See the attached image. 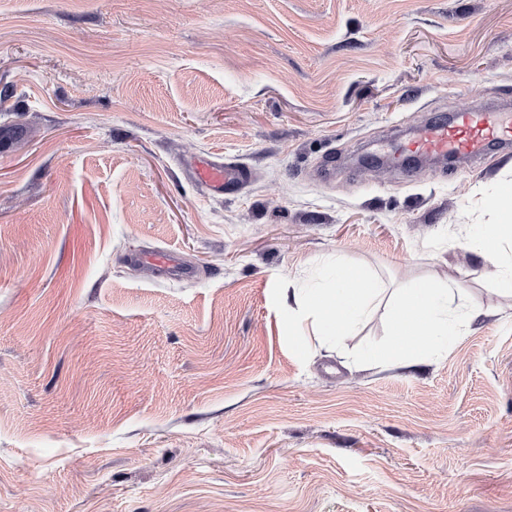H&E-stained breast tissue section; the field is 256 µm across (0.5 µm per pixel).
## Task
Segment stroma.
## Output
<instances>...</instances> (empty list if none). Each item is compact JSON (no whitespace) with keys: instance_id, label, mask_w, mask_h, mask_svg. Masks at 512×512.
<instances>
[{"instance_id":"stroma-1","label":"stroma","mask_w":512,"mask_h":512,"mask_svg":"<svg viewBox=\"0 0 512 512\" xmlns=\"http://www.w3.org/2000/svg\"><path fill=\"white\" fill-rule=\"evenodd\" d=\"M503 98L512 0H0V512H512V294L466 245L512 153L360 162ZM336 260L481 314L385 363L384 295L302 353L278 298ZM191 170L197 180L215 195H223L224 191L242 187L251 178L250 174L234 163H216L208 159L195 161ZM137 264L145 266L155 277H192L194 270L182 265L177 254L170 251H153L138 255L135 258Z\"/></svg>"}]
</instances>
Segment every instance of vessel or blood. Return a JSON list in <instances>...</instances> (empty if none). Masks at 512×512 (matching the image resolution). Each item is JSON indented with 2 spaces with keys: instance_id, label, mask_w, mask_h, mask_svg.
Segmentation results:
<instances>
[{
  "instance_id": "vessel-or-blood-1",
  "label": "vessel or blood",
  "mask_w": 512,
  "mask_h": 512,
  "mask_svg": "<svg viewBox=\"0 0 512 512\" xmlns=\"http://www.w3.org/2000/svg\"><path fill=\"white\" fill-rule=\"evenodd\" d=\"M512 147V115L504 110H463L446 122L427 121L416 133L400 143L404 155L426 159L466 161L483 165L492 157L493 148ZM197 180L216 195L244 186L249 174L233 163H217L208 159L192 164ZM156 277H190L192 268L182 265L176 253L153 251L136 256Z\"/></svg>"
}]
</instances>
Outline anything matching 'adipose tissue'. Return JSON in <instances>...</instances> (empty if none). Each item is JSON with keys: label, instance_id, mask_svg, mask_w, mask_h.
Returning a JSON list of instances; mask_svg holds the SVG:
<instances>
[{"label": "adipose tissue", "instance_id": "1", "mask_svg": "<svg viewBox=\"0 0 512 512\" xmlns=\"http://www.w3.org/2000/svg\"><path fill=\"white\" fill-rule=\"evenodd\" d=\"M503 219L487 225L474 236L469 247L484 258L493 260L504 283L512 284V190L501 188L489 200ZM385 287L362 270L338 262L322 271V282L300 286L283 300L289 319L311 327L321 344L339 341L356 321L367 314ZM390 302V345L380 354L384 360H398L406 365L423 361L436 339L458 336L460 321L472 320L475 312L467 304H459V321L448 318L451 286L441 285L430 277L416 279L393 290Z\"/></svg>", "mask_w": 512, "mask_h": 512}]
</instances>
